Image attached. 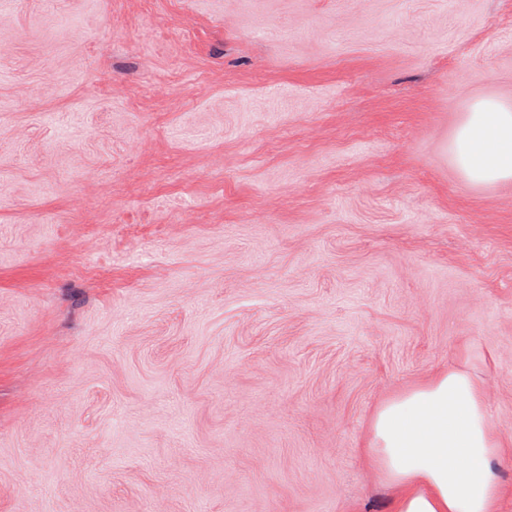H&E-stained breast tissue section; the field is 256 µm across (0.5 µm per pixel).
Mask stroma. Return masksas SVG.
<instances>
[{
  "mask_svg": "<svg viewBox=\"0 0 512 512\" xmlns=\"http://www.w3.org/2000/svg\"><path fill=\"white\" fill-rule=\"evenodd\" d=\"M223 2L0 0V512H392L451 367L512 512V0ZM457 170L475 185L512 183V100H476L449 145Z\"/></svg>",
  "mask_w": 512,
  "mask_h": 512,
  "instance_id": "1",
  "label": "stroma"
}]
</instances>
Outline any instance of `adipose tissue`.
<instances>
[{"mask_svg":"<svg viewBox=\"0 0 512 512\" xmlns=\"http://www.w3.org/2000/svg\"><path fill=\"white\" fill-rule=\"evenodd\" d=\"M449 153L471 183L511 184L512 100L472 103ZM500 448L480 387L451 368L377 409L369 458L398 491L394 512H495Z\"/></svg>","mask_w":512,"mask_h":512,"instance_id":"adipose-tissue-1","label":"adipose tissue"}]
</instances>
